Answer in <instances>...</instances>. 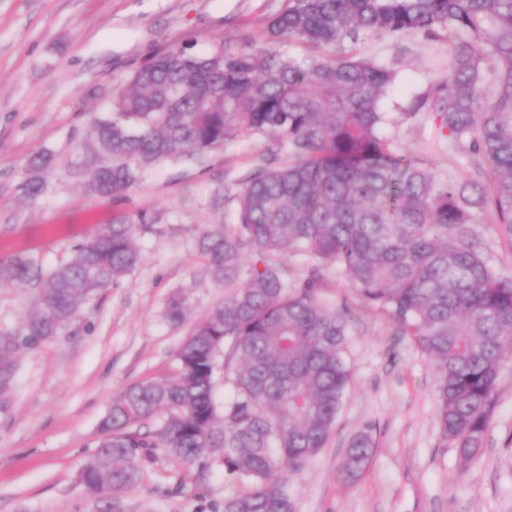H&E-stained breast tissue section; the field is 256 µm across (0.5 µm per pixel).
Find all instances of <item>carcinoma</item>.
<instances>
[{"label": "carcinoma", "mask_w": 512, "mask_h": 512, "mask_svg": "<svg viewBox=\"0 0 512 512\" xmlns=\"http://www.w3.org/2000/svg\"><path fill=\"white\" fill-rule=\"evenodd\" d=\"M413 31L448 34L450 57L448 77L416 110L488 163L486 187L439 182L380 134L395 73L345 44ZM282 39L317 54L286 57L274 48ZM93 135L111 159L90 173L98 195H121L141 169L243 135L270 137L287 158L251 172L233 227L203 241L208 271L229 294L184 339L172 377L133 385L112 402L101 451L82 474L89 489L115 495L134 486L137 460L164 448L186 465L217 457L229 479L245 484L224 512H294L288 482L327 444L350 379L349 309L318 297L332 264L434 362L443 444L466 461L479 453L512 357V277L473 248L469 225L489 212L512 231V0H284L252 51L161 47L112 89ZM287 249L312 262L300 287L275 260ZM139 258L135 226L107 224L50 272L32 257L0 261L1 285L39 288L23 324L0 329V380L20 344L55 335L82 299ZM220 358L234 389L222 427L212 396ZM373 447L370 430L356 434L339 477H358Z\"/></svg>", "instance_id": "obj_1"}]
</instances>
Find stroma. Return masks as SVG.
I'll list each match as a JSON object with an SVG mask.
<instances>
[{"label":"stroma","instance_id":"obj_1","mask_svg":"<svg viewBox=\"0 0 512 512\" xmlns=\"http://www.w3.org/2000/svg\"><path fill=\"white\" fill-rule=\"evenodd\" d=\"M284 0H0V261L33 256L44 270L69 262L77 244L113 220L136 227L141 260L80 304L55 336L15 353L0 387V512H112L82 471L99 452L102 422L128 387L164 381L192 328L228 290L207 271L204 237L234 221V198L263 164L270 139L239 137L201 156L140 172L118 198L90 192L91 168L105 164L92 122L105 114L114 85L161 46L193 40L197 52L251 50ZM357 52L396 73L386 94L395 123L385 137L424 159L439 181L487 185V163L440 140L413 101L448 74L446 36L375 37ZM46 157L47 167H36ZM43 185L34 199L22 191ZM471 241L496 272L512 276V235L487 213ZM36 286L0 285V328L21 325ZM319 298L349 308L350 382L328 443L288 490L294 512H512V359L503 364L482 450L470 462L443 447L434 414L435 371L387 317L360 303L350 281L326 267ZM182 322L168 319L172 299ZM371 427L375 447L364 472L337 470L352 437ZM122 512H224L242 492L213 459L186 465L154 448L139 462Z\"/></svg>","mask_w":512,"mask_h":512}]
</instances>
